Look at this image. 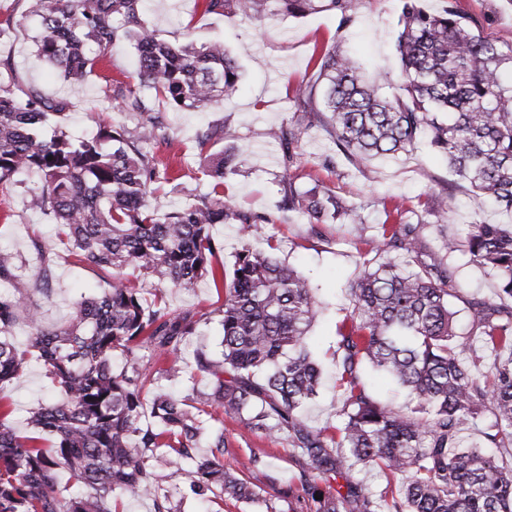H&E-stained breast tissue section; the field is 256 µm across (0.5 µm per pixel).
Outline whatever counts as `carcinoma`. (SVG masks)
I'll list each match as a JSON object with an SVG mask.
<instances>
[{"label": "carcinoma", "mask_w": 512, "mask_h": 512, "mask_svg": "<svg viewBox=\"0 0 512 512\" xmlns=\"http://www.w3.org/2000/svg\"><path fill=\"white\" fill-rule=\"evenodd\" d=\"M26 16L39 24L37 57L65 81H82L118 42L138 55V83L115 80L105 87L107 107L148 114L132 129L101 127L91 138L74 137L64 125L69 102L48 100L0 61V185L27 172L37 177L29 204L53 218L72 249L103 270L110 288L74 303L68 324L38 327L28 303L30 283L0 254V400L36 352L61 400L40 404L29 428L52 438L48 448L20 435L0 412V512H117L114 493L147 497L155 512H184L165 483L176 470L191 492L210 502L252 501L254 484L224 469L221 412L251 432L284 431L297 453L301 484L312 512H512V466L484 452L512 454V222L472 224L465 240L448 239L446 254L465 252L499 280V301H474L472 337L458 339L451 299L454 271L426 262L427 223L407 211L374 201L393 222L362 255V272L350 288L352 310L338 330L333 359L342 395L339 423L330 432L299 417L318 394L321 367L305 344L319 301L308 279L269 251L244 245L235 254L220 310V357L198 352L182 358L195 314L173 315L163 300L148 304L127 278L132 270L176 286L224 277L212 259L222 249L212 228L227 220L246 237L257 217L224 199V178L236 172L230 150L211 151L224 127L197 138L198 172L209 191L183 208L160 213L159 191L183 193L180 178L160 164L156 147L169 141L166 108H204L232 96L240 75L224 44L170 42L145 26L143 0H26ZM359 0H200L207 14L303 17L311 12L346 15ZM396 42L400 80L384 95L385 76L365 80L350 57L332 49L317 64L313 82L298 88L303 116L273 129L271 137L292 150L320 124L353 165L370 157L410 151L426 136L445 154L453 187L467 186L477 207L512 215V46L476 34L446 5L430 11L405 0ZM453 193L434 198L432 212L453 218ZM288 209L309 223H362L358 207L315 184L288 187ZM33 329L25 349L13 340L19 321ZM121 350L124 363L112 366ZM387 374L407 390L412 405L398 409L373 396L366 367ZM199 374L208 390L193 388ZM182 378L192 388L181 397L161 381ZM489 413L480 443L463 427ZM210 454L195 453L202 437ZM373 465L396 478L397 489L374 495L351 475ZM79 490H58L60 471ZM340 477L346 491L326 492L318 482ZM323 498H318V495Z\"/></svg>", "instance_id": "carcinoma-1"}]
</instances>
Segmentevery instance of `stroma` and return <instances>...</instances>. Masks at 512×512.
I'll list each match as a JSON object with an SVG mask.
<instances>
[{"label": "stroma", "mask_w": 512, "mask_h": 512, "mask_svg": "<svg viewBox=\"0 0 512 512\" xmlns=\"http://www.w3.org/2000/svg\"><path fill=\"white\" fill-rule=\"evenodd\" d=\"M427 9L453 7L469 21L474 32L501 46H512V0H424ZM25 0H0V20L11 19L9 36L0 38V59L11 60L26 82L45 97L67 99V130L76 136L94 135L100 123L134 127L137 119L116 108H106L102 90L112 80H136V56L125 44L115 46L108 58L85 81H63L55 69L35 56L33 38L40 30L24 17ZM402 0H364L361 7L342 17L319 12L303 17L261 14L252 18L203 14L195 0H148L143 14L146 26L161 38L175 41L192 36L199 44L220 39L241 75L239 92L211 104L201 112L166 111L170 141L157 155L161 162L179 168L183 181L194 194L207 192L206 182L197 178L195 145L208 128L223 127L225 145L238 153V170L224 180V197L241 211L264 216L250 239H243L236 221L215 225L213 235L224 244L214 260L216 267L231 271L234 256L243 244L259 249L275 245L278 258L308 277L317 288L321 307L308 335L309 348L323 368L332 365L337 331L352 308L349 289L362 272L361 256L377 235V226L386 218L371 199L386 197L404 209L423 211L448 186L450 175L445 159L418 145L394 159L374 158L353 166L338 154L323 127L310 130L297 149L293 165L283 163L279 141L269 137L273 127L289 126L300 116L295 89L314 80L321 53L339 48L355 57L366 72L383 70L400 73L395 43L400 31ZM33 176L17 175L13 184L0 188V250L13 256L17 272L32 289L30 301L52 328L63 324L71 304L81 296H96L109 286V279L94 264L78 257L49 217L28 206V188ZM298 188L320 184L359 208L360 223L326 224L313 233L306 217L288 212L283 206L284 186ZM453 220L432 216L424 236L429 258L447 259L455 270L459 288L454 307L457 332L470 336L467 307L477 300L495 299L498 280L489 270L469 261L458 252L446 256L445 237H460L466 225L503 221V214L479 211L470 203L465 188L455 192ZM50 266L51 278L42 281L43 266ZM130 279L146 301L163 298L176 313L193 312L198 320L195 336L184 347L186 357L203 350L219 349V313L224 288L211 277L199 279L193 287L159 286L155 278L132 273ZM56 393L45 375L43 364L29 359L24 374L8 385L0 409L20 435H28L24 419L28 409L55 400ZM342 396L333 379H326L319 395L308 404L302 418L315 428H330L338 421ZM225 469L247 472L259 492L256 501H225L221 512H309V503L300 486L299 468L286 434L268 436L250 432L235 418L224 420ZM258 456L249 467V456Z\"/></svg>", "instance_id": "35a3bbf8"}]
</instances>
